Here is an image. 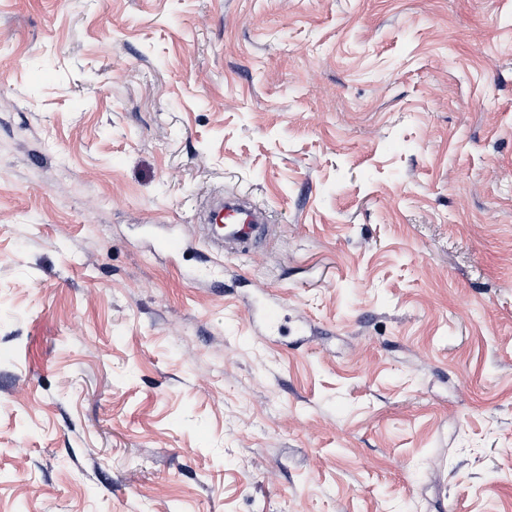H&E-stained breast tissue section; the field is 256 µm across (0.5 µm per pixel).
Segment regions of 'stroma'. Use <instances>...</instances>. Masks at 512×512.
<instances>
[{"mask_svg": "<svg viewBox=\"0 0 512 512\" xmlns=\"http://www.w3.org/2000/svg\"><path fill=\"white\" fill-rule=\"evenodd\" d=\"M0 512H512V0H0ZM214 224H208V233L216 249L217 265L222 266L224 243H245L256 236L260 223L265 220V210L254 201L226 198L224 205L212 213Z\"/></svg>", "mask_w": 512, "mask_h": 512, "instance_id": "stroma-1", "label": "stroma"}]
</instances>
